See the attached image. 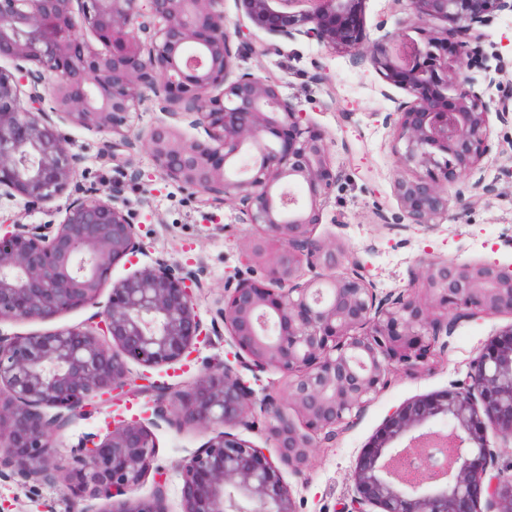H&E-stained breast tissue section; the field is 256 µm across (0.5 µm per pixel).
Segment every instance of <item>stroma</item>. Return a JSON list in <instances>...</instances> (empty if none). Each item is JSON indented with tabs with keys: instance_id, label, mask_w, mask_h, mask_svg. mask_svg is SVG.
Listing matches in <instances>:
<instances>
[{
	"instance_id": "obj_1",
	"label": "stroma",
	"mask_w": 512,
	"mask_h": 512,
	"mask_svg": "<svg viewBox=\"0 0 512 512\" xmlns=\"http://www.w3.org/2000/svg\"><path fill=\"white\" fill-rule=\"evenodd\" d=\"M485 49L496 56L498 92L512 96V15L489 22ZM241 69L269 76L281 84L283 95L309 112L317 132L325 136L336 172V187L322 201V221L316 238L345 244L354 250L369 277L383 292H400L409 284V270L424 256L456 262L496 261L512 265V125L493 123L489 146L472 176L448 186V218L427 228L405 224L394 194L400 174L392 128L386 117L399 88L388 87L370 61L349 53H332L300 39L278 43L265 53L244 50ZM74 152L83 157L76 180L83 187L106 193L121 181L122 194L133 214L142 249L132 260L112 269V281L153 264L159 257L192 269L203 288L197 303L203 321H210L224 303V286L247 251L260 239V230L245 223L238 210L200 208L178 185L159 176L143 147L129 153L131 177L119 178L108 156L109 135L71 124L64 125ZM492 188L471 203L474 181ZM512 325L503 314L461 324L448 339L444 354L420 375L398 374L371 402L355 425L336 444L317 449L302 472L284 471V481L299 512H340L357 497L353 478L362 448L375 439L392 408L446 389L464 378L483 344L497 331ZM230 346L223 336L198 344L187 358L160 369L145 370L129 362L131 376L149 373L157 382L187 387L209 364L226 359ZM113 407L105 405L91 418L76 420L59 433L57 450L69 455L82 435L106 434ZM157 462L161 481L146 479L139 496L163 489L167 512H182L181 469L190 454L208 439L197 425L157 429ZM64 480L31 484L20 478L0 479V512H73Z\"/></svg>"
}]
</instances>
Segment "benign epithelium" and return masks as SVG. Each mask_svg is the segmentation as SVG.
<instances>
[{
  "mask_svg": "<svg viewBox=\"0 0 512 512\" xmlns=\"http://www.w3.org/2000/svg\"><path fill=\"white\" fill-rule=\"evenodd\" d=\"M364 0H235L268 36L250 43L224 0H0V200L41 207L66 198L55 224L0 214V324L50 321L92 307L96 325L25 336L0 330V477L26 482L63 475L79 512H166L161 494L135 492L163 475L152 428L194 423L210 437L183 470V512H297L283 470L300 472L314 449L333 444L389 383L444 352L463 322L512 315V269L495 262L425 258L412 270L419 293L383 292L339 244L315 238L321 201L336 186L329 146L278 81L243 71L246 44L264 52L301 37L333 52L367 56L393 99L404 219H448V182L478 169L491 119L512 121V101L492 93L482 27L512 0H401L407 18L373 39ZM36 69H31V66ZM204 138L172 127L137 128L148 96ZM112 136V162L128 165L140 143L161 177L202 207L238 210L276 247L267 283L239 270L224 286L221 322L235 363L207 365L188 389L163 394L154 419L112 420L69 457L56 437L98 403L132 386L128 361L158 368L208 336L194 273L158 259L101 289L140 243L119 183L98 196L74 185L82 156L61 125ZM306 187V195L296 192ZM273 369L284 393L257 395L241 371ZM265 432L272 457L238 431ZM512 447V326L494 335L462 380L393 409L362 449L358 498L382 512H512V479L495 468L488 434ZM419 457L425 476L406 477Z\"/></svg>",
  "mask_w": 512,
  "mask_h": 512,
  "instance_id": "obj_1",
  "label": "benign epithelium"
}]
</instances>
